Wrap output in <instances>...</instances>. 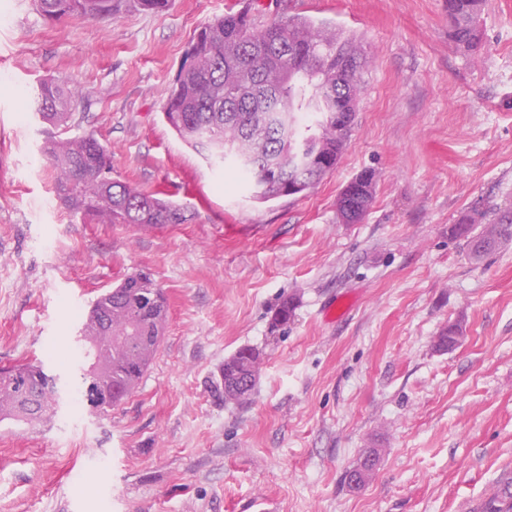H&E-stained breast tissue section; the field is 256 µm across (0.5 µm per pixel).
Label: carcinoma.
Listing matches in <instances>:
<instances>
[{"label":"carcinoma","instance_id":"obj_1","mask_svg":"<svg viewBox=\"0 0 512 512\" xmlns=\"http://www.w3.org/2000/svg\"><path fill=\"white\" fill-rule=\"evenodd\" d=\"M41 15L58 20L80 15L112 19L122 8L163 11L169 0H35ZM449 39L478 51L482 37L477 16L482 0H446ZM262 5L227 10L190 41L163 117L191 146L206 147L216 160L234 158L228 145L246 143L252 159L235 158L239 176L252 183L263 203L295 187L300 194L331 171L346 147L360 97L357 74L364 64L355 41L312 19L283 16L258 24ZM82 94L65 81L46 79L34 87L35 112L53 129L43 150L56 172V196L67 209L102 224H180L181 208L112 178V155L98 138L66 136ZM375 179L365 172L336 199L343 224L363 221L374 200ZM464 241L469 257L480 260L512 241V201L461 213L450 228ZM167 314L163 291L145 273L127 276L93 302L83 335L96 337L103 377L81 374L96 409L120 406L149 368ZM460 324L440 331L438 351L448 350ZM259 352L241 348L224 360L220 372L224 402L243 404ZM55 378L38 362L0 371V421L48 422L55 413ZM482 512H512V477L486 494Z\"/></svg>","mask_w":512,"mask_h":512}]
</instances>
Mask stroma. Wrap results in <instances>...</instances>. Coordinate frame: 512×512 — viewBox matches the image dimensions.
<instances>
[{"label": "stroma", "mask_w": 512, "mask_h": 512, "mask_svg": "<svg viewBox=\"0 0 512 512\" xmlns=\"http://www.w3.org/2000/svg\"><path fill=\"white\" fill-rule=\"evenodd\" d=\"M229 0L45 20L0 0V369L57 367L93 301L146 272L168 298L160 347L108 415L72 404L0 423V512H473L512 477V243L469 258L448 229L512 198V0H484L483 48L448 38L445 0H272L354 34L367 64L348 145L312 189L257 202L163 119L194 33ZM76 83L73 131L112 152L113 178L179 203L142 231L58 201L34 118L41 78ZM376 174L364 221L340 191ZM293 320L274 326L284 297ZM458 322L459 345L436 351ZM260 354L248 404L219 371ZM380 464L351 490L369 449Z\"/></svg>", "instance_id": "35a3bbf8"}]
</instances>
